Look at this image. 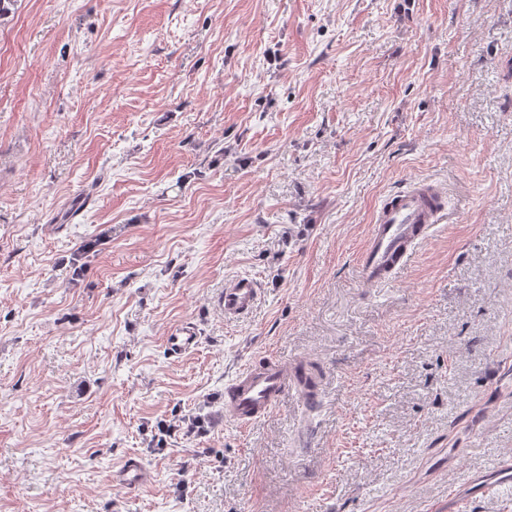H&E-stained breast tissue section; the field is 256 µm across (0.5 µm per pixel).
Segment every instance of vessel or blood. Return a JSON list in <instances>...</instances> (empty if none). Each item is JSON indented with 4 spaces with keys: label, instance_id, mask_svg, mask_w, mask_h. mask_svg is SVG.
I'll use <instances>...</instances> for the list:
<instances>
[{
    "label": "vessel or blood",
    "instance_id": "vessel-or-blood-1",
    "mask_svg": "<svg viewBox=\"0 0 512 512\" xmlns=\"http://www.w3.org/2000/svg\"><path fill=\"white\" fill-rule=\"evenodd\" d=\"M439 194V188L422 185L398 191L384 200L362 253L363 284L378 285L407 266L416 248L432 234L438 214L434 201ZM259 293L252 277L240 276L225 285L218 306L225 318L237 319L252 310ZM311 392L293 364H251L229 383L224 395V414L231 422L247 426L266 416L286 395L294 394L305 400ZM116 480L131 489L141 486L145 476L140 463L127 460Z\"/></svg>",
    "mask_w": 512,
    "mask_h": 512
}]
</instances>
